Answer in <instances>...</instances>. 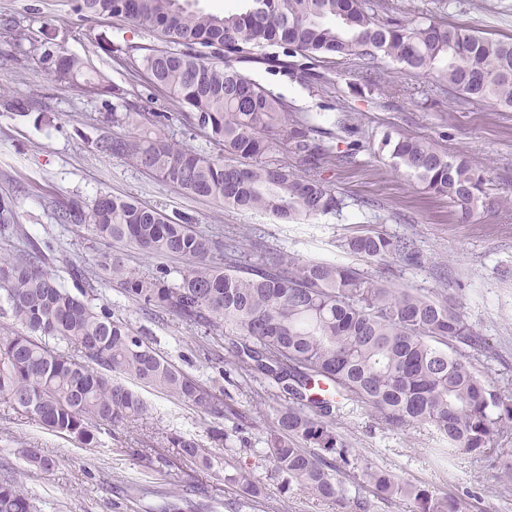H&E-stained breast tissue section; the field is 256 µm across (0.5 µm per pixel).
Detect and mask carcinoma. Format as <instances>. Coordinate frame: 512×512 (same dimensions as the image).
<instances>
[{
	"label": "carcinoma",
	"instance_id": "1",
	"mask_svg": "<svg viewBox=\"0 0 512 512\" xmlns=\"http://www.w3.org/2000/svg\"><path fill=\"white\" fill-rule=\"evenodd\" d=\"M240 2L221 15L180 0H77L76 11L87 19H119L163 39L165 48L130 59V75L146 71L180 105L176 119L217 148L212 154L185 148L163 134L170 116L127 104L126 112H111L107 121L141 133L103 135L95 142L98 151L128 159L191 195L297 223L345 207L315 173L331 159L332 148L311 137L310 120L290 118L281 98L235 64L289 73L298 57L341 63L355 57L374 71L391 59L471 100L512 108L511 39L481 36L427 12L389 18L372 0ZM3 27L41 50L39 63L53 81L83 75L85 62L50 47L47 28L35 38L14 17L4 18ZM87 84L99 97L117 95L100 75ZM0 106L19 116L26 111L24 100L6 94L3 83ZM283 139L311 173L266 160ZM378 150L422 189L447 198L464 221L498 204L486 172L428 139L387 132ZM56 212L73 233L88 227L102 242L128 244L146 257H178L185 265L143 274L104 252L96 271L69 269V288L55 269L53 243L31 238L13 197L0 196V312L21 325L0 336V399L51 433L95 447L102 427L118 428L146 413L138 385L230 422L231 429L215 431L220 442L249 423L248 415L160 356L142 332L84 299L101 282L156 317L173 315L195 329L222 324L225 334L242 337L230 347L239 376L262 375L288 395L264 440L274 471L335 501L342 512L370 509L366 498L348 495L338 478L351 451L335 431L333 412L345 401L363 405L391 428L431 427L448 451L490 458L501 482H512V450L501 444L512 435V403L463 361L462 350L480 348L483 339L452 297L280 249L244 266L236 247L199 230L191 216L172 218L132 198L101 193L90 205L69 198L57 202ZM344 248L370 264L420 259L412 239L376 229L346 238ZM47 337L73 350L53 348ZM169 443L198 469L215 466L212 451L194 439L176 435ZM17 453L31 469L55 466L35 448ZM224 480L247 495L246 502L231 503L237 512L259 494L241 471ZM362 482L382 499L413 498L417 512H466L459 499L401 483L380 469L365 468ZM0 512H36L23 484L8 473L0 475Z\"/></svg>",
	"mask_w": 512,
	"mask_h": 512
}]
</instances>
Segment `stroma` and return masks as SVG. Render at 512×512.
Here are the masks:
<instances>
[{
	"label": "stroma",
	"mask_w": 512,
	"mask_h": 512,
	"mask_svg": "<svg viewBox=\"0 0 512 512\" xmlns=\"http://www.w3.org/2000/svg\"><path fill=\"white\" fill-rule=\"evenodd\" d=\"M0 14L15 15L36 28L50 22L57 43L87 61V77L104 75L120 91L119 97L105 101L86 92L83 83L52 82L32 45L0 30V80L11 95L30 105L24 117L0 107V195L15 198L31 237L54 242L59 262L91 269L108 249L145 272L160 262L180 266V259L159 262L122 243L103 247L90 234L76 235L56 224V201L74 195L90 201L102 192L136 198L169 215H192L200 229L225 243L245 236L303 259L353 263L343 242L361 227L409 236L421 253L420 264L393 258L378 264V271L423 292L445 288L453 293L466 320L485 341L483 352L465 354V361L503 398L512 399V200L459 223L447 199L419 192L411 178L391 169L386 155L370 151L389 131L422 136L448 155L464 157L487 171L494 196L512 197V110L468 101L392 61L381 63L371 76L357 60L316 63L311 77L241 65V72L285 101L291 116L311 118L319 129L317 141L343 148L354 140L362 146L356 162L339 158L321 170L322 178L344 198L345 208L287 224L185 194L131 161L91 147V139L106 132L133 135L132 127L103 120L119 102L137 104L147 112H176L175 103L149 78L129 77L124 60L96 47L98 40L107 39L133 47L138 58L143 48L160 47L156 35L120 21L85 19L76 12L74 0H0ZM445 14L450 23L494 38H512V0H460ZM93 304L108 307L134 329L148 330L159 355L217 395L231 396L252 425L231 445H222L210 439L219 421L145 388L141 395L147 415L117 433L100 430L95 447L88 449L50 433L0 400V470L17 475L38 512H149L151 504L192 480L207 490L210 512H229L228 502L240 498L241 492L224 481L228 463L249 474L261 490L247 512H338L336 503L287 486L274 474L263 440L277 404L257 403L267 386L260 380L242 381L228 359L230 339L223 330L205 337L175 316L148 317L109 287H95ZM334 426L357 461L340 475L349 492L361 491V469L369 465L456 495L470 512H512V489L504 490L492 462L464 451L442 453L443 442L430 427L390 429L350 401L337 412ZM173 434L211 445L218 459L213 470L198 472L183 461L167 443ZM21 448L39 449L55 460L54 469L28 472L17 454Z\"/></svg>",
	"instance_id": "1"
}]
</instances>
